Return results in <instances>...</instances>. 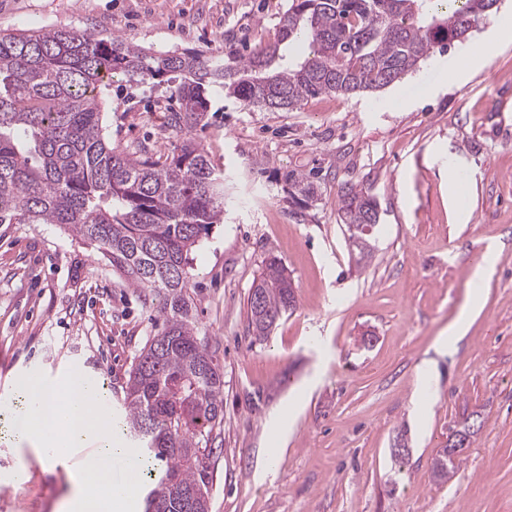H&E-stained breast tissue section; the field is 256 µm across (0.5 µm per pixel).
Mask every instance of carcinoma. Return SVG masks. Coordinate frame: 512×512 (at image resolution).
Masks as SVG:
<instances>
[{
  "instance_id": "carcinoma-1",
  "label": "carcinoma",
  "mask_w": 512,
  "mask_h": 512,
  "mask_svg": "<svg viewBox=\"0 0 512 512\" xmlns=\"http://www.w3.org/2000/svg\"><path fill=\"white\" fill-rule=\"evenodd\" d=\"M493 0H289L275 40L243 58L151 52L121 35L77 28L0 33V224H57L94 248L135 288L162 297L163 328L147 341L129 375L123 407L129 436L146 455L145 504L209 512V473L196 449L224 421V380L198 335L187 298L189 256L224 218V180L189 133L205 124L208 95L222 89L249 105L286 112L321 94L380 91L436 52L466 41L493 13ZM302 46L299 62L285 48ZM156 81L171 88L184 134L161 164L112 147L103 126L112 80ZM286 180L300 201L315 196L308 177ZM340 218L351 253L375 249L376 201L341 188ZM259 298L248 295L252 334L267 337L296 306L282 262L269 257ZM463 451H439V480Z\"/></svg>"
}]
</instances>
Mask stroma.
<instances>
[{
    "label": "stroma",
    "mask_w": 512,
    "mask_h": 512,
    "mask_svg": "<svg viewBox=\"0 0 512 512\" xmlns=\"http://www.w3.org/2000/svg\"><path fill=\"white\" fill-rule=\"evenodd\" d=\"M287 0H0V33L74 27L154 51L247 54L275 36ZM445 54L374 94L322 95L270 112L216 91L193 130L221 168L227 201L192 254L190 302L224 379V423L206 458L209 512H512V41L463 83H443ZM443 83L439 93L430 85ZM167 86L119 80L105 105L114 147L171 154ZM318 171L313 202L288 195L289 172ZM465 173L454 219L450 171ZM352 184L379 207L376 251L356 268L338 213ZM494 260L481 282L483 256ZM277 256L297 307L270 335L248 328L247 298ZM485 307L440 353L472 286ZM162 301L127 286L55 224H0V394L35 371L100 376L120 412L135 357L158 331ZM430 366L434 398L413 401ZM288 414L274 467L261 466ZM482 428L453 476L433 459L471 414ZM409 452L392 453L398 434ZM0 512H57L71 462L48 464L10 433L0 409Z\"/></svg>",
    "instance_id": "35a3bbf8"
}]
</instances>
